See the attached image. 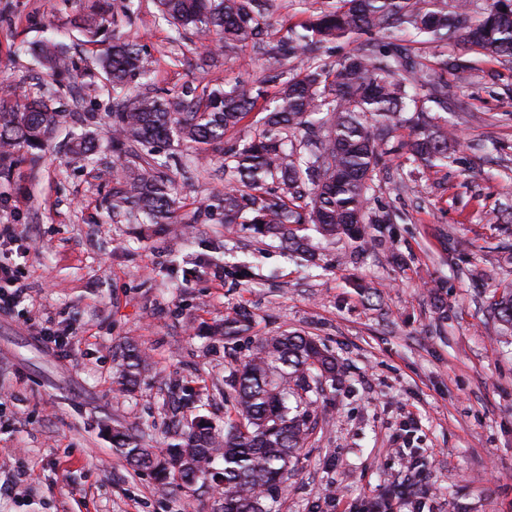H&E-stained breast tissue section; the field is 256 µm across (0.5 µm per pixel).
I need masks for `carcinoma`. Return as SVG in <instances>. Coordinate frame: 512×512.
<instances>
[{"label": "carcinoma", "instance_id": "obj_1", "mask_svg": "<svg viewBox=\"0 0 512 512\" xmlns=\"http://www.w3.org/2000/svg\"><path fill=\"white\" fill-rule=\"evenodd\" d=\"M307 15L274 47V58L291 64L270 78L214 86L198 94L187 89L158 97L129 94L137 80L148 81L152 61L138 45L106 37L109 19L134 12L135 0H85L77 28L90 44H101L96 71L114 93L110 118L121 153L122 187L112 195V210L136 209L141 224H172L174 182L169 162L144 152L148 146L177 140L195 154L224 141L278 82L273 104L262 109L264 129L224 152V223L237 220L277 238L288 251L320 266L309 240L298 234L311 225L324 238L366 243L383 231L389 216L367 211L373 173L388 135L410 129L409 159L430 167L456 162L448 122L430 115L442 84L423 73L417 48L422 41L437 53L460 41L481 55L512 59V0H491L482 13L474 0H328L312 9L311 0H293ZM160 17L191 30L224 49L261 46L269 28L270 0H158ZM366 37L334 66L317 50L337 40ZM33 55L59 86L79 83L80 73L61 44L39 41ZM71 113L56 108L42 89L21 99L0 86V175L10 172L14 155L32 158L47 146L53 131ZM95 149L88 133L74 134L67 153L80 157ZM491 314L502 330H512V286L494 298ZM252 316L239 311L215 328L227 345L252 333ZM146 358L132 342L119 346L113 384L123 395L140 384ZM339 365L316 338L293 331L256 339L251 352L230 370L234 417L218 434L211 422L194 416L176 432L177 442L148 448L131 427L112 428V445L136 470H147L175 490L209 480L224 500V512H271L287 480L288 464L311 440L317 426L316 404L325 388L336 385ZM177 408L197 410L202 392L183 388Z\"/></svg>", "mask_w": 512, "mask_h": 512}]
</instances>
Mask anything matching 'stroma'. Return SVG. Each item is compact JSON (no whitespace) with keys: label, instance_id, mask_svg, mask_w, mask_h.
Returning a JSON list of instances; mask_svg holds the SVG:
<instances>
[{"label":"stroma","instance_id":"35a3bbf8","mask_svg":"<svg viewBox=\"0 0 512 512\" xmlns=\"http://www.w3.org/2000/svg\"><path fill=\"white\" fill-rule=\"evenodd\" d=\"M137 5L113 30L150 53L153 94L278 69L253 46L198 69L200 40L160 20L157 0ZM80 12V0H0V82L42 84L27 44L47 29L78 68L90 65L97 48L75 28ZM445 52L468 65L445 76L441 116L461 142L456 163L412 168L409 130L394 131L367 203L390 223L360 250L311 234L324 270L250 225L224 222V151L254 135L260 112L211 147L205 164L169 147L185 228L175 236L109 206L120 187L111 88L88 83L78 99L59 90L54 106L74 112L99 147L71 158L62 129L38 164L22 160L0 178V224L17 233L0 242V254L25 250L28 293L0 311V512H221L208 485L171 492L133 471L112 445V428H134L146 446L165 447L183 416L174 383L202 391L206 415L223 426L232 411L224 379L252 342L230 349L212 330L239 309L252 315L255 335L315 336L340 366L320 400L328 417L289 465L279 512H367L399 489L402 512H512V337L498 336L489 313L493 296L512 284V61L454 41ZM44 328L66 346L47 347ZM128 339L148 366L137 391L123 396L112 376Z\"/></svg>","mask_w":512,"mask_h":512}]
</instances>
